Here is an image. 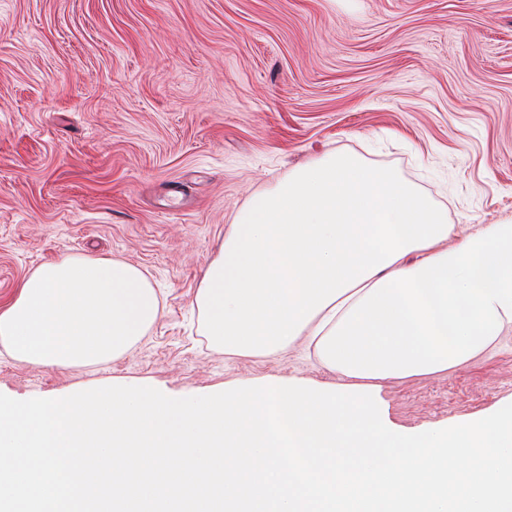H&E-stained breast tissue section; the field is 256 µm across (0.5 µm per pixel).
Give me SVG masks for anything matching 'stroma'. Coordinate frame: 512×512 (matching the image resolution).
Returning <instances> with one entry per match:
<instances>
[{
	"label": "stroma",
	"mask_w": 512,
	"mask_h": 512,
	"mask_svg": "<svg viewBox=\"0 0 512 512\" xmlns=\"http://www.w3.org/2000/svg\"><path fill=\"white\" fill-rule=\"evenodd\" d=\"M332 153L394 168L456 236L511 220L512 0H0V306L69 255L139 267L166 305L104 364L0 348V393L339 384L303 342L214 351L194 304L243 206ZM372 395L408 434L488 414L512 401V327Z\"/></svg>",
	"instance_id": "35a3bbf8"
}]
</instances>
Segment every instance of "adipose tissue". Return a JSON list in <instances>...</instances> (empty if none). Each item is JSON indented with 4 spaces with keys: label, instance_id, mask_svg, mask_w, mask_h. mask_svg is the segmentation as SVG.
<instances>
[{
    "label": "adipose tissue",
    "instance_id": "adipose-tissue-1",
    "mask_svg": "<svg viewBox=\"0 0 512 512\" xmlns=\"http://www.w3.org/2000/svg\"><path fill=\"white\" fill-rule=\"evenodd\" d=\"M162 314L141 269L66 256L40 265L0 309V347L43 368L101 364L125 354Z\"/></svg>",
    "mask_w": 512,
    "mask_h": 512
}]
</instances>
